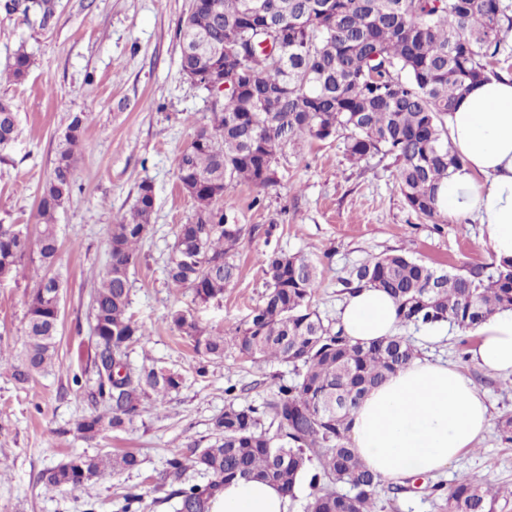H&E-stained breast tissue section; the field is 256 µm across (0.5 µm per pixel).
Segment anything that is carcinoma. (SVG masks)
I'll list each match as a JSON object with an SVG mask.
<instances>
[{"label":"carcinoma","instance_id":"1","mask_svg":"<svg viewBox=\"0 0 512 512\" xmlns=\"http://www.w3.org/2000/svg\"><path fill=\"white\" fill-rule=\"evenodd\" d=\"M3 9L39 12L44 20L51 14L49 0H4ZM268 16L282 25L284 51L277 59L261 47ZM511 32L512 17L502 0H192L179 27L182 72L209 90L215 67L210 48L221 47L224 72L232 79L212 105L210 123L177 159V179L197 208L188 223L176 227L164 267L167 286L190 291L201 305L224 299L245 240L244 225L224 213V194L241 182L258 190L274 184L279 154L301 137L341 138L356 160L393 156L395 187L408 207L441 223L436 190L460 164L448 138V113L473 85L512 71L506 48ZM29 66L28 54L17 51L12 76L22 78ZM86 122L87 116L76 115L67 127L38 202L39 234L32 238L21 224H0V281L28 259L54 264L55 214L72 193V161ZM16 136L17 112L11 100L0 98V150ZM154 209V189L144 180L130 217L110 226L108 261L95 274L94 410L76 423L85 439L133 427L145 402H162L183 386L182 373L151 358L136 367L128 361L129 348L147 335L129 309L138 247ZM260 261L268 291L231 339L203 332L183 310L172 311L169 321L204 356L223 358L229 343L255 363L292 366L294 377L260 408L228 403L214 419L207 445L194 442L188 457L180 449L170 452L158 489L171 488L166 499H177L176 512H210L226 483L265 480L294 498L309 474L313 494L306 512H375L383 483L352 448L348 421L371 389L420 352L399 334L362 344L324 322L310 307L317 266L307 257L272 251ZM347 284L389 294L402 327L449 323L465 332L497 310L512 308V260L496 264L492 273L476 265L450 274L391 253L361 263ZM60 298L55 276L44 277L31 295L24 350L10 363L19 384L54 365ZM139 463L132 452L105 459L76 455L41 479L74 492L95 477L117 476ZM191 467L207 473L208 484L187 483ZM425 489L441 499V512H496L502 494L467 475L449 488L430 480Z\"/></svg>","mask_w":512,"mask_h":512}]
</instances>
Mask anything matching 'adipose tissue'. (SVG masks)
I'll return each mask as SVG.
<instances>
[{
	"label": "adipose tissue",
	"instance_id": "obj_1",
	"mask_svg": "<svg viewBox=\"0 0 512 512\" xmlns=\"http://www.w3.org/2000/svg\"><path fill=\"white\" fill-rule=\"evenodd\" d=\"M448 136L461 158L443 180L437 204L449 220L475 219L494 259H512V74L490 78L467 92L448 116ZM393 300L371 287L350 290L338 324L355 342L395 335ZM471 360L482 369L512 376V308L475 327ZM483 393L441 361L414 360L375 388L354 410L349 435L365 464L383 480L445 469L473 448L489 422ZM279 487L240 480L225 485L211 512H288Z\"/></svg>",
	"mask_w": 512,
	"mask_h": 512
}]
</instances>
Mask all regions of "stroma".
Listing matches in <instances>:
<instances>
[{"label": "stroma", "mask_w": 512, "mask_h": 512, "mask_svg": "<svg viewBox=\"0 0 512 512\" xmlns=\"http://www.w3.org/2000/svg\"><path fill=\"white\" fill-rule=\"evenodd\" d=\"M52 14H6L0 9V98L18 112L19 136L0 152V224L37 230V203L53 168L59 140L72 117L90 120L75 152V188L56 213L59 251L53 266L62 282L57 365L17 385L0 370V512H122L126 494L140 503L134 512H174V501L155 492L170 451L208 439L214 417L228 401L262 405L291 369L272 361L254 364L237 349L210 360L174 329L172 309L190 311L206 331L235 335L263 299L267 277L262 254H304L318 268L311 305L336 322L346 279L362 261L401 252L426 264L456 270L490 263L483 229L470 220L427 223L393 186V158L347 159L342 140L300 141L284 148L277 182L264 191L233 186L224 200L230 220L244 225L246 242L236 256L239 276L221 302L201 306L190 291L175 293L163 267L177 225L187 223L197 203L179 185L176 159L197 128L207 124L210 100L180 66L178 29L190 0H50ZM30 67L22 79L9 75L17 51ZM156 196L150 231L132 276L131 313L147 336L130 354L133 364L149 356L180 371L184 384L165 403H146L132 430L86 440L75 422L91 409L94 385L86 374L94 350L89 319L93 272L107 260L108 229L131 209L142 181ZM45 274L32 262L0 282V347L19 353L31 294ZM437 341L429 328H403L432 360L458 368L486 394L490 421L473 448L441 473L445 484L463 474L512 488V440L497 424L512 413V389L504 377L468 357L474 338L441 325ZM82 374L74 385L73 374ZM131 451L138 469L94 480L75 493L47 490L39 476L76 454Z\"/></svg>", "instance_id": "1"}]
</instances>
